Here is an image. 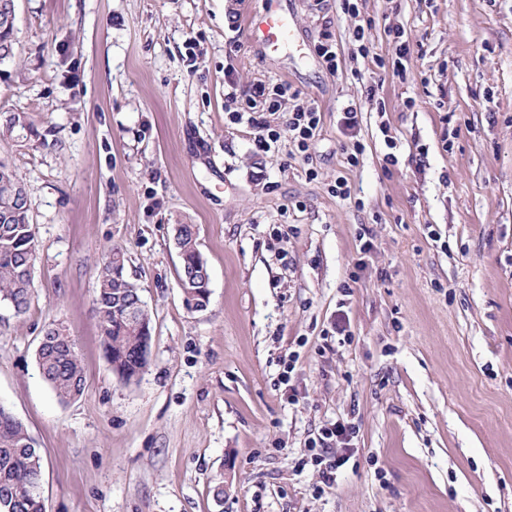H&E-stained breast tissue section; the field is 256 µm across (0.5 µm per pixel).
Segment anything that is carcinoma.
<instances>
[{
	"mask_svg": "<svg viewBox=\"0 0 512 512\" xmlns=\"http://www.w3.org/2000/svg\"><path fill=\"white\" fill-rule=\"evenodd\" d=\"M30 126L28 116L12 115L0 134L13 136L18 127ZM176 246L181 259L179 281H184L200 261L197 229L183 224ZM126 258L120 246L112 247L96 264L97 299L95 313L103 332L106 357L112 370L129 383L146 366L143 328L150 327L147 308L131 315L141 300L140 288L126 273L118 271L115 258ZM35 233L25 183L18 172L0 161V306L15 316L24 315L34 299ZM37 352L39 370L55 398L65 403L79 397L85 377L74 343L60 327H50ZM43 459L23 423L0 405V512H44L39 481Z\"/></svg>",
	"mask_w": 512,
	"mask_h": 512,
	"instance_id": "cac0c4a2",
	"label": "carcinoma"
}]
</instances>
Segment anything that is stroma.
Instances as JSON below:
<instances>
[{"instance_id":"stroma-1","label":"stroma","mask_w":512,"mask_h":512,"mask_svg":"<svg viewBox=\"0 0 512 512\" xmlns=\"http://www.w3.org/2000/svg\"><path fill=\"white\" fill-rule=\"evenodd\" d=\"M291 6L296 41L270 57L247 34L263 0H16L0 124L31 126L0 160L26 184L35 299L0 307V404L43 458L45 512H512V0H358L376 27L357 58L340 0ZM388 25L411 42L405 82L375 64L395 53ZM259 81L300 92L272 128L296 103L321 111L309 158L230 121ZM339 176L352 199L329 193ZM178 224L207 261L202 310ZM115 245L151 314L131 384L94 315ZM51 326L85 372L66 403L36 360ZM339 420L356 435L326 484L310 446ZM318 56L323 60L326 69L330 74H336L339 69V52L337 43L333 33L330 30H325L322 35V40L316 46ZM178 235L176 238V246L181 259V268L179 273V281H185L187 276L191 274L202 256L198 248V238L196 225L180 224ZM196 271H199L198 269ZM193 272V271H192Z\"/></svg>"}]
</instances>
